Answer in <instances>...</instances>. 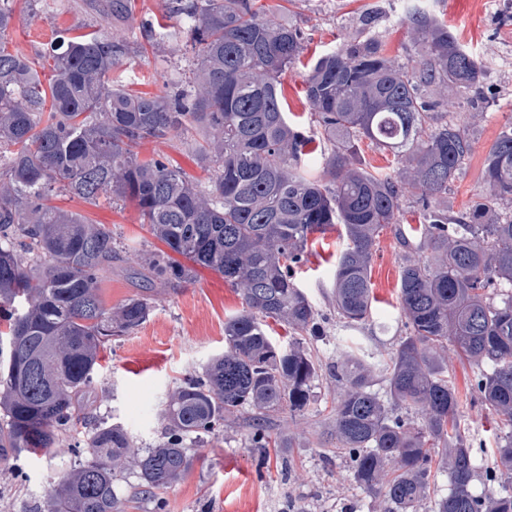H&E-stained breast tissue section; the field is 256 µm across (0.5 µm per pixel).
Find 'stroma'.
<instances>
[{
  "label": "stroma",
  "instance_id": "obj_1",
  "mask_svg": "<svg viewBox=\"0 0 512 512\" xmlns=\"http://www.w3.org/2000/svg\"><path fill=\"white\" fill-rule=\"evenodd\" d=\"M78 0H53L50 9L33 0H15L16 22L7 37L9 51L30 59H50L41 53L57 33L77 26L95 30L92 14ZM426 7L454 32L483 65L482 95L469 102L456 91L448 93V119L473 140L456 180L441 207L465 212L484 201L490 190L483 179L485 156L499 133L512 125V0H257V5L303 34L302 48L281 77L284 107L293 124L311 135L310 150L320 151L321 140L305 95V77L325 51L340 48L357 37L360 16L375 12L384 53L400 65H410L418 36L407 21L412 4ZM163 27L166 41L151 46L140 29L145 18ZM124 30L141 43V51L116 69L117 76L135 92L160 94L185 81L193 61L189 33L171 14L167 0H135ZM144 159L165 158L193 180L207 182L209 174L192 160L183 137L165 142H144ZM61 207L106 224L121 246L151 250L158 242L141 224L134 203L114 205L105 199L89 203L65 198ZM414 201L403 205L399 228L385 229L371 264L375 297L372 318L356 335L379 351H393L405 329L398 312V280L403 252L396 230L423 223ZM339 230L312 236L298 278L321 314V333L306 344L322 362L311 385L308 405L299 412H271L263 423L273 445L254 447L250 431L254 413L244 410L224 422L223 429L196 439L185 438L191 458L185 475L166 488L142 493L133 470L118 474L115 492L124 512H372L374 499L357 489L345 463L325 460L335 447L334 402L338 389L329 367L336 360L332 340L340 324L330 298ZM241 299L223 275L202 269L195 282L182 288H161L154 295L148 320L134 333L113 340L98 369L97 392L91 414L96 420L121 423L135 447L148 448L162 441V410L168 391L190 376L201 375L209 358L224 350V321L240 311ZM460 395V417L475 441L490 444L505 429L497 416L472 402L468 389L473 368L463 359L448 367ZM84 435L65 437L55 455L33 458L27 453L0 457V512H35L52 483L82 459Z\"/></svg>",
  "mask_w": 512,
  "mask_h": 512
}]
</instances>
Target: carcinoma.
Returning a JSON list of instances; mask_svg holds the SVG:
<instances>
[{
  "label": "carcinoma",
  "instance_id": "cac0c4a2",
  "mask_svg": "<svg viewBox=\"0 0 512 512\" xmlns=\"http://www.w3.org/2000/svg\"><path fill=\"white\" fill-rule=\"evenodd\" d=\"M13 2L0 0V306L11 308L0 331V449L49 455L79 431L99 354L146 322L155 288L191 283L197 268H208L242 303L224 321V353L204 376L168 392L166 440L144 450L122 425L96 426L85 442L88 460L53 485L43 512H121L117 472L134 467L147 491L166 486L189 468L184 438L211 433L246 407L260 415L302 410L321 369L301 342L319 331L318 310L297 282L308 241L343 226L333 305L342 327L355 328L371 313L379 234L398 223L407 197L424 210L415 238L430 256L400 267L405 336L394 351L336 335L331 374L344 393L332 453L360 490L383 499L384 512H418L435 456L446 459L451 488L425 512H512V492L499 491L502 474L512 475V430L499 438L493 463H479L444 363L446 353L467 358L474 395L512 426V213L493 215L495 205L512 204V126L484 164L487 202L465 214L440 208L473 140L448 122L434 90L476 95L483 77L448 26L423 9L409 13L421 50L402 67L384 55L367 12L363 38L318 58L306 78L328 144L318 158L306 150L311 137L288 120L280 81L302 34L255 10L253 0H171L191 36L192 77L153 95L112 79L136 44L107 25L51 42L49 76L9 52ZM134 2L106 0L103 14L126 19ZM175 134L186 137L198 165L217 166L208 185L161 159L139 158L143 142ZM364 138L401 158L410 180L355 166ZM62 194L136 204L141 223L168 248L135 255L141 293L105 306L101 273L131 257L112 228L51 203ZM269 319L297 339L275 345ZM476 477L480 494L470 489Z\"/></svg>",
  "mask_w": 512,
  "mask_h": 512
}]
</instances>
